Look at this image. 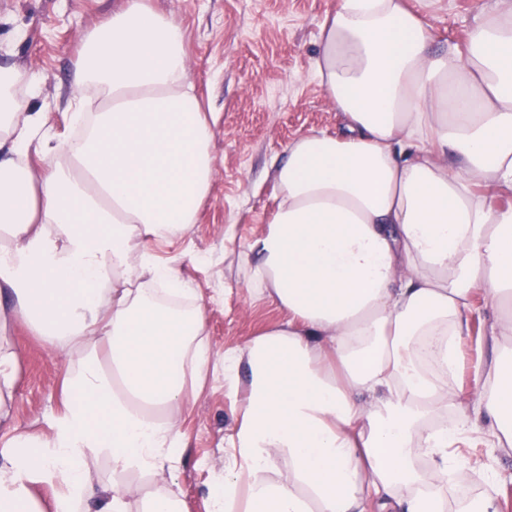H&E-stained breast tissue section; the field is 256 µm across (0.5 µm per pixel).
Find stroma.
Wrapping results in <instances>:
<instances>
[{
    "label": "stroma",
    "instance_id": "1",
    "mask_svg": "<svg viewBox=\"0 0 512 512\" xmlns=\"http://www.w3.org/2000/svg\"><path fill=\"white\" fill-rule=\"evenodd\" d=\"M117 0H0V64L43 74L32 108L62 110L72 91L76 52L86 33ZM179 18L191 44L188 67L197 92L218 112L211 198L189 233L155 244L164 260L198 290L216 354L243 345L281 312L255 299L229 256L265 228L272 209L274 167L289 142L310 130H338L339 114L313 76L319 23L337 0H151ZM484 0H437L438 40L465 43ZM233 228L225 237V228ZM13 338L21 355L15 397L20 427L45 422L56 406L65 364L24 329ZM233 419L224 378H211L181 430L187 448L177 481L184 512H206L211 470L224 464V434Z\"/></svg>",
    "mask_w": 512,
    "mask_h": 512
}]
</instances>
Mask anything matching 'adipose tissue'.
I'll return each instance as SVG.
<instances>
[{"mask_svg": "<svg viewBox=\"0 0 512 512\" xmlns=\"http://www.w3.org/2000/svg\"><path fill=\"white\" fill-rule=\"evenodd\" d=\"M313 73L338 132L290 142L237 266L283 313L215 357L198 290L151 245L210 197L214 113L182 23L122 0L44 81L0 65V512H182L180 430L209 374L236 407L207 512H501L468 435L512 447V0L438 47L411 0H338ZM482 317L486 385L462 399ZM23 326L66 363L47 428L15 431ZM488 486L458 499L464 472ZM462 353L464 357V369L460 374L458 386L462 389L461 393L465 395H472L482 390L483 379H476L474 375V367L478 360V352L471 339H467L463 343Z\"/></svg>", "mask_w": 512, "mask_h": 512, "instance_id": "obj_1", "label": "adipose tissue"}]
</instances>
